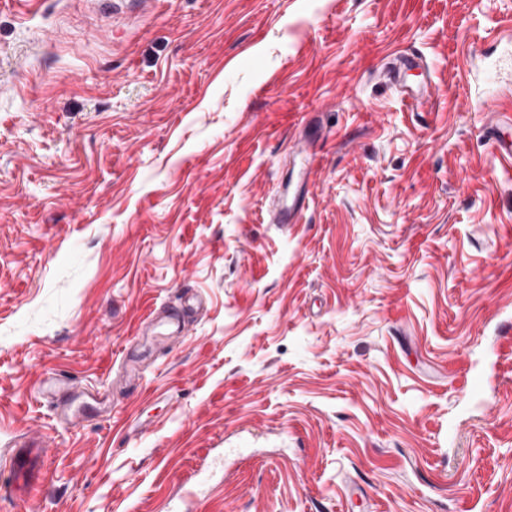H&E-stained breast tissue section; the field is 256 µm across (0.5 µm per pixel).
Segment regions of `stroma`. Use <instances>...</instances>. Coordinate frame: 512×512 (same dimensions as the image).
I'll use <instances>...</instances> for the list:
<instances>
[{"instance_id": "1", "label": "stroma", "mask_w": 512, "mask_h": 512, "mask_svg": "<svg viewBox=\"0 0 512 512\" xmlns=\"http://www.w3.org/2000/svg\"><path fill=\"white\" fill-rule=\"evenodd\" d=\"M509 29L512 0H0V459L49 448L12 512H512ZM408 49L418 109L377 75ZM487 112H494L495 123L491 126L497 150L503 157L512 159V138L502 132L503 127H512V116L501 113L497 106L488 107ZM316 135L305 131V133L296 138L291 146L292 152L298 156L301 162V176L303 179L302 187L309 183L311 174L320 166V155L316 148ZM297 189L288 202H282L272 211L271 222L274 224H295L298 221L302 211L309 203V195L304 194L302 189Z\"/></svg>"}]
</instances>
